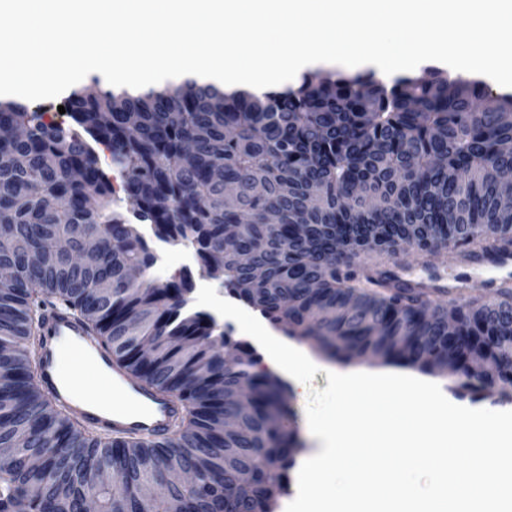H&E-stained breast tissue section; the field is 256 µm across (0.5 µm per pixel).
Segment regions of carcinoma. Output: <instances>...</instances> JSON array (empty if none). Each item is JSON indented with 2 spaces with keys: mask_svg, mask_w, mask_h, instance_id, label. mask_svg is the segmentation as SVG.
I'll use <instances>...</instances> for the list:
<instances>
[{
  "mask_svg": "<svg viewBox=\"0 0 512 512\" xmlns=\"http://www.w3.org/2000/svg\"><path fill=\"white\" fill-rule=\"evenodd\" d=\"M68 102V127L0 102V266L13 272L0 286V512H81L89 497L100 512H274L296 464L287 390L187 309L192 280H130L155 261L128 213L321 355L512 402V281L490 301L434 304L387 267L407 246L436 255L451 241L473 263L512 244L498 180L512 168V99L442 72L387 85L315 71L262 94L95 79ZM92 237L100 260L86 266ZM50 306L78 315L140 386L178 399L165 437L100 430L42 387ZM450 314L470 340H448ZM179 469L196 481L164 485Z\"/></svg>",
  "mask_w": 512,
  "mask_h": 512,
  "instance_id": "1",
  "label": "carcinoma"
}]
</instances>
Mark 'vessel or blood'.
Segmentation results:
<instances>
[{"mask_svg": "<svg viewBox=\"0 0 512 512\" xmlns=\"http://www.w3.org/2000/svg\"><path fill=\"white\" fill-rule=\"evenodd\" d=\"M42 334L44 346L42 349V366L40 377L50 390L56 391L59 399L68 405L79 416L87 417L99 425H111L116 429L133 430L154 437L164 436L173 418L180 411L178 400L150 393L138 386L128 375L121 371H113V384L125 387L144 401L148 409L137 413L125 410H113L111 415L103 416L89 411L71 394L59 388L61 355L58 344L62 341L73 342L79 350L94 354L103 365H110L111 355L92 337L82 321L71 312L62 308L50 309L44 318Z\"/></svg>", "mask_w": 512, "mask_h": 512, "instance_id": "obj_1", "label": "vessel or blood"}]
</instances>
